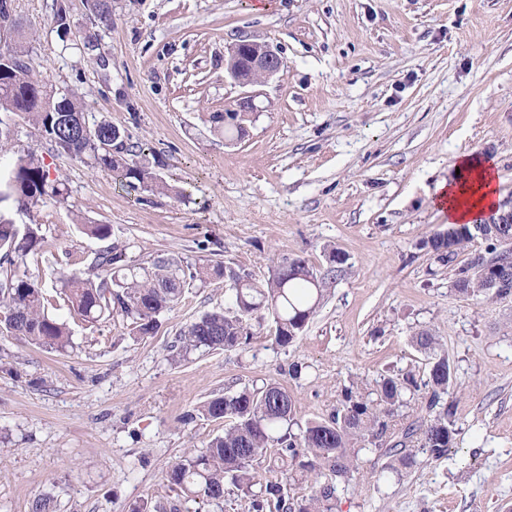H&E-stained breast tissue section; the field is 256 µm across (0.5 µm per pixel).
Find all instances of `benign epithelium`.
I'll return each instance as SVG.
<instances>
[{
    "label": "benign epithelium",
    "mask_w": 512,
    "mask_h": 512,
    "mask_svg": "<svg viewBox=\"0 0 512 512\" xmlns=\"http://www.w3.org/2000/svg\"><path fill=\"white\" fill-rule=\"evenodd\" d=\"M224 59L225 77L242 88L233 103L224 109V124H233L243 112H257L258 93L252 88L272 78H281L286 70V61L281 52L265 42L240 40L228 48Z\"/></svg>",
    "instance_id": "benign-epithelium-1"
}]
</instances>
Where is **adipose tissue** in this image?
I'll return each mask as SVG.
<instances>
[{
	"label": "adipose tissue",
	"instance_id": "1",
	"mask_svg": "<svg viewBox=\"0 0 512 512\" xmlns=\"http://www.w3.org/2000/svg\"><path fill=\"white\" fill-rule=\"evenodd\" d=\"M456 177L438 184L435 205L451 224H471L498 208V175L493 159L457 156Z\"/></svg>",
	"mask_w": 512,
	"mask_h": 512
}]
</instances>
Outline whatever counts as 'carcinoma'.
Listing matches in <instances>:
<instances>
[{"label": "carcinoma", "instance_id": "obj_1", "mask_svg": "<svg viewBox=\"0 0 512 512\" xmlns=\"http://www.w3.org/2000/svg\"><path fill=\"white\" fill-rule=\"evenodd\" d=\"M13 63L0 69V112L31 123L59 155L86 159L93 168L109 170L129 184L149 191L173 188L151 169L131 158L129 135L112 141L114 125L89 121L81 94L68 89L53 97L32 66L23 38L8 49ZM87 123L90 133L75 135L64 123ZM215 131L232 140L241 130L224 125V113L211 117ZM63 202L67 188L51 178L41 155L29 150L5 166L0 174V204L9 201L28 210L46 198ZM47 242L38 224H17L8 207H0V335L35 347L65 352L73 347V332L65 320L49 313L53 296L41 283L19 271ZM420 247L442 266L458 267L456 291L475 300L512 297V224H450L420 242ZM332 266L316 273L301 256L273 263L267 279L240 282L232 269L202 264L192 270L173 258L158 256L146 263L126 262V246L111 245L93 255L85 275L60 274L56 295L67 305L71 318L94 324L114 314L131 320L133 333L151 336L158 316L180 299L190 282L210 275L232 281V306L205 312L179 336L177 358L198 351H232L249 344L258 331L268 329L275 344L295 342L317 313L325 280L344 254L332 250ZM414 347L426 355V377L416 374L380 376L374 389L345 391L342 403L322 421L300 422L288 389L269 381L256 389L214 397L201 405L204 417L224 420V434L200 452L188 451L167 472L171 489L187 500L221 504L226 488L248 499V512H334L338 489L355 478L359 453L371 446L386 458L373 476H402L417 465L419 452L436 459L457 446L455 404L448 399L455 371L439 336L420 329ZM418 405L415 417L403 409ZM274 448L276 452L268 454ZM280 469L283 481L262 484L264 464ZM323 476L326 482L317 483ZM312 482L313 493L297 501L287 491L292 482Z\"/></svg>", "mask_w": 512, "mask_h": 512}]
</instances>
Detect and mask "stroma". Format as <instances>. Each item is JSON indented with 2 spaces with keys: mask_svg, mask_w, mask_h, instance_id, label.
Masks as SVG:
<instances>
[{
  "mask_svg": "<svg viewBox=\"0 0 512 512\" xmlns=\"http://www.w3.org/2000/svg\"><path fill=\"white\" fill-rule=\"evenodd\" d=\"M67 3L63 34L55 0H12L34 66L48 88H78L93 118L124 128L171 190L54 155L10 117L6 158L37 149L68 188L66 202L12 213L48 243L24 264L29 277L50 290L59 273L85 272L105 247L86 224L111 225L130 262L173 256L256 281L274 256L321 272L330 249L345 261L287 347L261 333L173 361L192 321L229 306L221 279L185 288L151 336L119 315L73 323L65 353L0 336V512H29L42 496L54 512H130L146 499L246 512L234 493L216 505L170 489V464L224 431L200 406L276 380L299 420L327 418L351 383L370 389L421 366V328L455 368L458 445L378 481L376 452L361 451L336 512H512V298L464 299L455 268L419 246L446 227L433 199L458 154L494 159L500 202L512 203V0H112L111 20L96 24L85 0ZM241 39L273 45L287 68L258 86L261 110L231 143L211 116L240 92L224 52Z\"/></svg>",
  "mask_w": 512,
  "mask_h": 512,
  "instance_id": "35a3bbf8",
  "label": "stroma"
}]
</instances>
